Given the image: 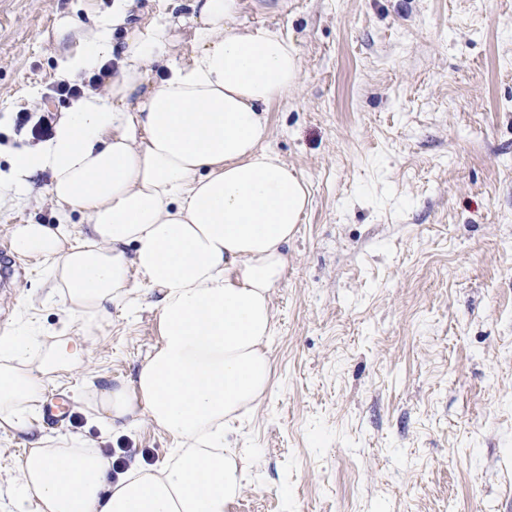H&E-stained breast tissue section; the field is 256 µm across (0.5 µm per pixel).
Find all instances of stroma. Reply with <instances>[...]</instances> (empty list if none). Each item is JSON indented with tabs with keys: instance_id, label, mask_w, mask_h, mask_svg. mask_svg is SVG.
Instances as JSON below:
<instances>
[{
	"instance_id": "obj_1",
	"label": "stroma",
	"mask_w": 512,
	"mask_h": 512,
	"mask_svg": "<svg viewBox=\"0 0 512 512\" xmlns=\"http://www.w3.org/2000/svg\"><path fill=\"white\" fill-rule=\"evenodd\" d=\"M112 0H0V169L35 145L65 14ZM242 25L288 36L298 86L267 107L268 148L310 206L273 294L271 379L224 425L246 466L230 512H512V0H243ZM48 196L0 207V336L66 317L14 225L55 226ZM154 299L110 307L85 368L61 374L73 436L163 463L141 421L103 437L89 387L127 384L159 340Z\"/></svg>"
}]
</instances>
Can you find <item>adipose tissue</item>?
I'll list each match as a JSON object with an SVG mask.
<instances>
[{
	"mask_svg": "<svg viewBox=\"0 0 512 512\" xmlns=\"http://www.w3.org/2000/svg\"><path fill=\"white\" fill-rule=\"evenodd\" d=\"M131 7L112 0L86 32L58 18L56 41L78 43L60 77L108 61L112 79L0 171V203L46 172L58 223L77 211L86 226L74 240L42 224L12 231L14 251L41 262L73 323L48 342L33 331L0 337V427L33 438L10 512H228L245 466L224 446V423L270 384L272 295L310 198L266 146L265 107L296 88L301 55L277 31L242 26L239 0H194L177 21L157 14L115 49ZM178 24L193 32L185 60ZM156 291L158 343L131 384L101 390L95 406L103 429L146 420L178 447L163 464L134 461L116 475L100 450L44 435L29 414L61 372L85 367L109 305Z\"/></svg>",
	"mask_w": 512,
	"mask_h": 512,
	"instance_id": "1",
	"label": "adipose tissue"
}]
</instances>
